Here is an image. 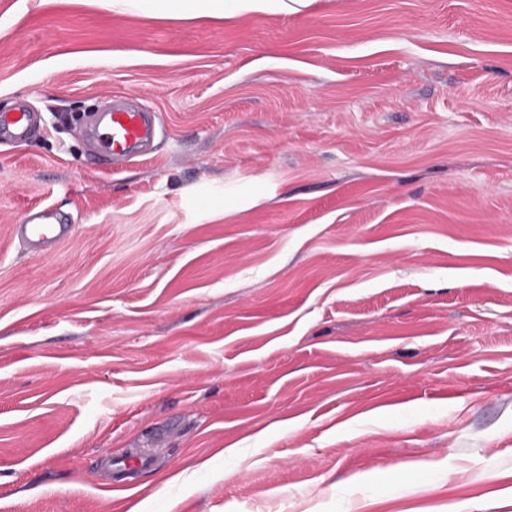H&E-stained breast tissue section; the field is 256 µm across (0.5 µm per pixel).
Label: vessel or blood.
Returning <instances> with one entry per match:
<instances>
[{
  "label": "vessel or blood",
  "instance_id": "b4317fda",
  "mask_svg": "<svg viewBox=\"0 0 512 512\" xmlns=\"http://www.w3.org/2000/svg\"><path fill=\"white\" fill-rule=\"evenodd\" d=\"M37 114L21 107L8 116H0V141L22 142ZM156 134L155 115L142 107L105 106L91 133L94 149L116 163L132 161ZM14 240L27 254L42 258L69 240L74 231L70 219L50 206L27 209L22 221L11 227Z\"/></svg>",
  "mask_w": 512,
  "mask_h": 512
}]
</instances>
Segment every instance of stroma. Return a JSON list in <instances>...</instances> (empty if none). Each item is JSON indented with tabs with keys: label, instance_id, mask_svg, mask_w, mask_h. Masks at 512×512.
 <instances>
[{
	"label": "stroma",
	"instance_id": "stroma-1",
	"mask_svg": "<svg viewBox=\"0 0 512 512\" xmlns=\"http://www.w3.org/2000/svg\"><path fill=\"white\" fill-rule=\"evenodd\" d=\"M116 97L160 117L118 167ZM23 101L0 512H512V0H0ZM156 134L155 114L142 107L105 106L90 133L94 149L112 159L126 163L142 156L143 147ZM11 231L27 254L42 258L73 236L74 225L51 206H33L27 209L20 224L12 225Z\"/></svg>",
	"mask_w": 512,
	"mask_h": 512
}]
</instances>
